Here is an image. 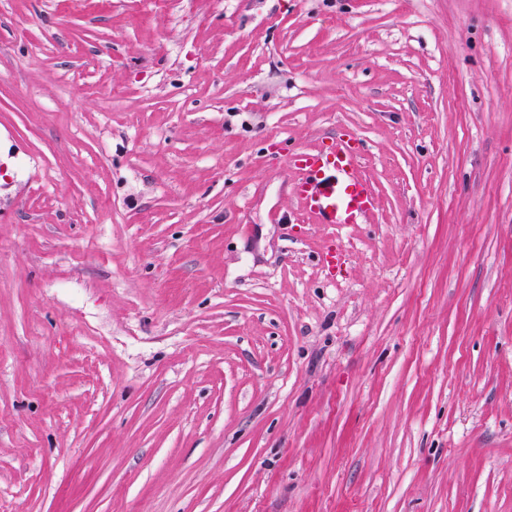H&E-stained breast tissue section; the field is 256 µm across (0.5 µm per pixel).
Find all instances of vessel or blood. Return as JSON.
I'll use <instances>...</instances> for the list:
<instances>
[{"instance_id": "obj_1", "label": "vessel or blood", "mask_w": 512, "mask_h": 512, "mask_svg": "<svg viewBox=\"0 0 512 512\" xmlns=\"http://www.w3.org/2000/svg\"><path fill=\"white\" fill-rule=\"evenodd\" d=\"M362 150L337 140L327 153L301 151L295 156L300 178L296 193L307 213L320 224L348 225L367 221L377 199L360 173Z\"/></svg>"}]
</instances>
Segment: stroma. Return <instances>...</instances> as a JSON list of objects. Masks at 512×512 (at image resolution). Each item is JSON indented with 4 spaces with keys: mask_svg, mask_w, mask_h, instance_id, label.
<instances>
[{
    "mask_svg": "<svg viewBox=\"0 0 512 512\" xmlns=\"http://www.w3.org/2000/svg\"><path fill=\"white\" fill-rule=\"evenodd\" d=\"M0 503L512 512V0H0ZM361 155L360 147L342 138L329 153L296 154V193L317 224H363L376 209L374 190L360 173Z\"/></svg>",
    "mask_w": 512,
    "mask_h": 512,
    "instance_id": "obj_1",
    "label": "stroma"
}]
</instances>
